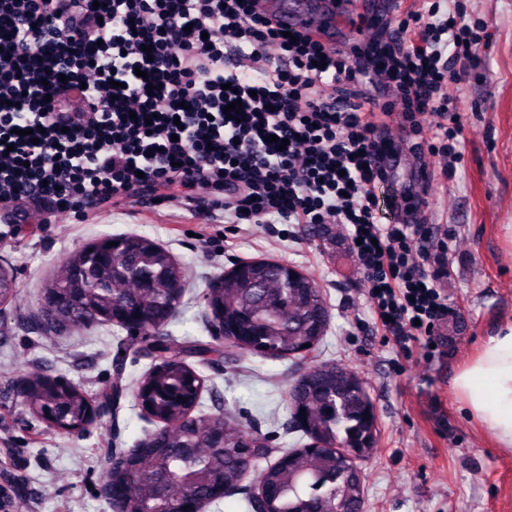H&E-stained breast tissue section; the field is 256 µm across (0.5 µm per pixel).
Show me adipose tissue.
<instances>
[{
  "mask_svg": "<svg viewBox=\"0 0 512 512\" xmlns=\"http://www.w3.org/2000/svg\"><path fill=\"white\" fill-rule=\"evenodd\" d=\"M471 414L500 447L512 449V324L488 339L480 354L454 379Z\"/></svg>",
  "mask_w": 512,
  "mask_h": 512,
  "instance_id": "adipose-tissue-1",
  "label": "adipose tissue"
}]
</instances>
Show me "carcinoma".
I'll use <instances>...</instances> for the list:
<instances>
[{
    "mask_svg": "<svg viewBox=\"0 0 512 512\" xmlns=\"http://www.w3.org/2000/svg\"><path fill=\"white\" fill-rule=\"evenodd\" d=\"M121 265L135 277L143 272L151 276L152 287L143 290L132 284L118 286L111 274L89 262L86 250L67 258L65 265L82 269L88 287L87 301L81 315L92 319L87 323L74 318L67 324L48 323L55 330H75L100 324L95 314L114 304L134 303L167 323L175 314L177 300L173 290L184 281L185 274L171 262L169 252L152 240L127 237ZM222 287L208 288L206 299L222 308L224 321H260L264 323L263 341L270 356L290 359L303 354V345L318 344L325 328L319 319L327 314L322 291L318 285L308 291L294 287L288 276V264L276 261H253L224 273ZM277 285L279 295L269 302L258 303L261 287ZM146 356L156 360L136 387V395L151 406L150 417L161 427L119 457L109 461L106 476L109 482L127 481L124 459L135 458L137 480L133 484L125 512H157L159 500L153 490L162 485L172 495L181 487L191 488L200 497L209 495L201 475L213 473L224 477V484L235 486L248 467L235 448L244 431L224 414L208 417L195 415L200 404L196 391L194 368L186 362L190 350L172 336L154 339L144 331ZM351 371L333 363H321L301 376L289 391L290 404L299 403L308 412L304 433L323 444L315 453L303 449L288 452V466L256 472L258 483L272 482L278 486L276 500L269 504L273 512H315L336 505L345 512H363L361 486L349 474L343 454L357 447L367 434L368 422L363 414L372 408L366 394L349 387ZM24 392L27 406L45 418L52 428L66 433L84 429L89 423L95 399H110L112 392L90 394L71 384H54L52 377H27Z\"/></svg>",
    "mask_w": 512,
    "mask_h": 512,
    "instance_id": "obj_1",
    "label": "carcinoma"
}]
</instances>
